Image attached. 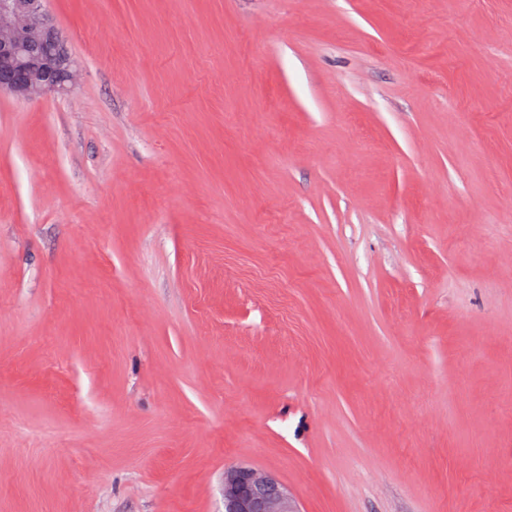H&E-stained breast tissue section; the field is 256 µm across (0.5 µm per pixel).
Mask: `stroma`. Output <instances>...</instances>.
Returning <instances> with one entry per match:
<instances>
[{
	"instance_id": "obj_1",
	"label": "stroma",
	"mask_w": 512,
	"mask_h": 512,
	"mask_svg": "<svg viewBox=\"0 0 512 512\" xmlns=\"http://www.w3.org/2000/svg\"><path fill=\"white\" fill-rule=\"evenodd\" d=\"M0 95V512H512V0H49ZM47 0H0V94L35 100L76 85L80 69ZM225 512H298L288 488L272 473L251 466L224 470Z\"/></svg>"
}]
</instances>
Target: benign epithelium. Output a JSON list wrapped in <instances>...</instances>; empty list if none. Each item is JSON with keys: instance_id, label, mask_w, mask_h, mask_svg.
Segmentation results:
<instances>
[{"instance_id": "1", "label": "benign epithelium", "mask_w": 512, "mask_h": 512, "mask_svg": "<svg viewBox=\"0 0 512 512\" xmlns=\"http://www.w3.org/2000/svg\"><path fill=\"white\" fill-rule=\"evenodd\" d=\"M80 69L47 0H0V94L35 100L78 83ZM224 512H298L288 488L251 466L224 469Z\"/></svg>"}]
</instances>
